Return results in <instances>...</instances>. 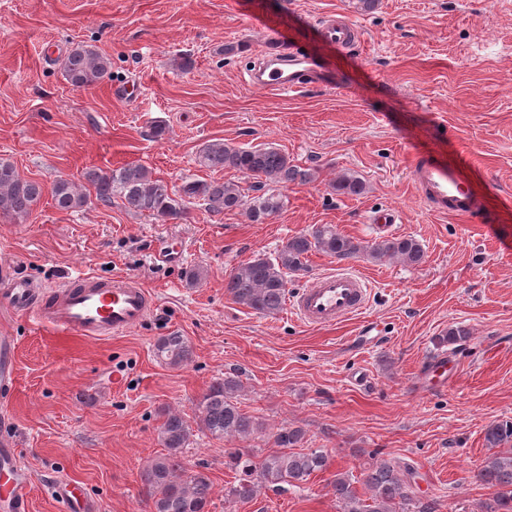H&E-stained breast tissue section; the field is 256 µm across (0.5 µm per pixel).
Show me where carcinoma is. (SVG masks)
Returning <instances> with one entry per match:
<instances>
[{"label":"carcinoma","instance_id":"cac0c4a2","mask_svg":"<svg viewBox=\"0 0 512 512\" xmlns=\"http://www.w3.org/2000/svg\"><path fill=\"white\" fill-rule=\"evenodd\" d=\"M111 60L87 45H78L63 62L66 80L76 88L91 86L110 75ZM200 165L210 169H232L253 180L245 189L234 182L186 179L179 188L155 176L142 164L128 163L115 169L94 168L84 179L94 188L95 198L110 204L119 198L135 213L166 223L182 216L192 205L216 216L239 210L252 224H263L279 214L287 197L281 189L290 184H305L315 173L304 169L281 149L236 147L222 140L206 144L197 157ZM332 190L358 196L365 190L363 181L344 175L331 184ZM44 192L41 183L22 177L13 162L0 158V214L27 219ZM51 195L56 208L78 212L87 204V195L78 185L65 178L55 180ZM320 251L338 261L365 256L373 260L395 257L417 267L424 259V248L412 236L392 237L362 244L339 232L332 225H319L309 233L289 238L276 256H256L239 265L229 275L224 288L237 304L257 314L279 313L288 292V276L306 268V256ZM155 356L171 367L187 365L193 358L188 339L178 333L157 340ZM239 377L226 373L214 381L198 402V419L187 420L179 413L166 412L158 431L164 453L143 469L141 480L152 512H208L212 480L206 467H186L185 448L194 433L213 439L248 438L264 432L263 423L241 408L236 393ZM272 447L226 448L224 465L237 474L227 489L228 499L248 504L261 492L300 489L309 478L328 468V456L320 448H305V433L300 428L283 426L272 433ZM485 439L494 452L481 462L476 478L491 490L482 512H512V450L495 447L512 441V424H491ZM412 467L398 457L375 458L356 477L351 472L334 474L332 488L345 512H434V503L417 496L410 476Z\"/></svg>","mask_w":512,"mask_h":512}]
</instances>
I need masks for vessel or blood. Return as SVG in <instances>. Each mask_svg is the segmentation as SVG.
<instances>
[{"label":"vessel or blood","mask_w":512,"mask_h":512,"mask_svg":"<svg viewBox=\"0 0 512 512\" xmlns=\"http://www.w3.org/2000/svg\"><path fill=\"white\" fill-rule=\"evenodd\" d=\"M330 45L343 47L360 39L355 25L329 20L322 29ZM264 89L292 92L304 83H330L324 60L299 48L265 59L252 73ZM412 178L422 200L432 212L469 217L481 205L466 188L454 166L420 153L411 163ZM371 291L365 280L349 267L317 275L289 299L291 314L310 327H324L363 315ZM153 308L144 286L129 277L101 278L76 271L55 289L37 287L32 280L0 268V309L34 324L92 338L120 335L139 327ZM16 341L0 335V398L9 399L16 388ZM30 479L21 462V451L9 434L0 435V507L5 512H29ZM50 493L59 512H96L95 504L73 483L51 482Z\"/></svg>","instance_id":"vessel-or-blood-1"}]
</instances>
